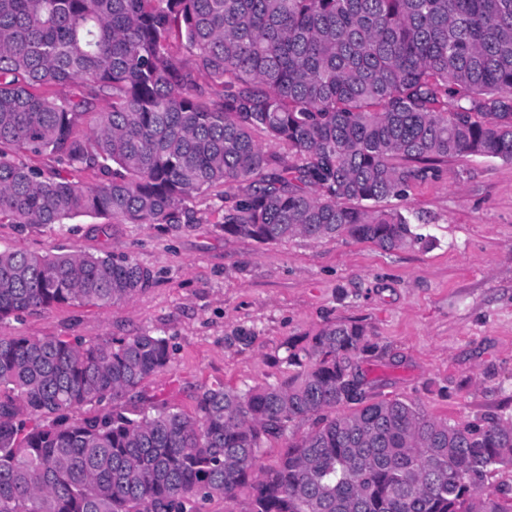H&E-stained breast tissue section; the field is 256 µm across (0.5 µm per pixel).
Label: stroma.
Returning a JSON list of instances; mask_svg holds the SVG:
<instances>
[{"mask_svg": "<svg viewBox=\"0 0 512 512\" xmlns=\"http://www.w3.org/2000/svg\"><path fill=\"white\" fill-rule=\"evenodd\" d=\"M220 195L197 197L191 224H0L1 250L129 254L151 274L129 301L28 311L1 322L0 336L164 331L171 369L142 392L190 413L207 388L283 380L289 341L357 322L378 344L355 358L370 395L463 423L512 417V162L464 156L413 184L395 205L431 244L392 252L345 238L230 236Z\"/></svg>", "mask_w": 512, "mask_h": 512, "instance_id": "35a3bbf8", "label": "stroma"}]
</instances>
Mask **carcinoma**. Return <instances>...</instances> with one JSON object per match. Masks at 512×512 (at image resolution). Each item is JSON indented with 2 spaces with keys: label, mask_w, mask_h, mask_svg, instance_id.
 Wrapping results in <instances>:
<instances>
[{
  "label": "carcinoma",
  "mask_w": 512,
  "mask_h": 512,
  "mask_svg": "<svg viewBox=\"0 0 512 512\" xmlns=\"http://www.w3.org/2000/svg\"><path fill=\"white\" fill-rule=\"evenodd\" d=\"M469 155L512 161V0H0V223L190 224L222 187L226 234L393 251L426 237L390 200ZM150 280L130 255L0 251V322ZM375 348L325 326L287 379L189 416L139 395L163 334L0 336V512H512V478L488 482L512 419L370 399L352 363Z\"/></svg>",
  "instance_id": "1"
}]
</instances>
